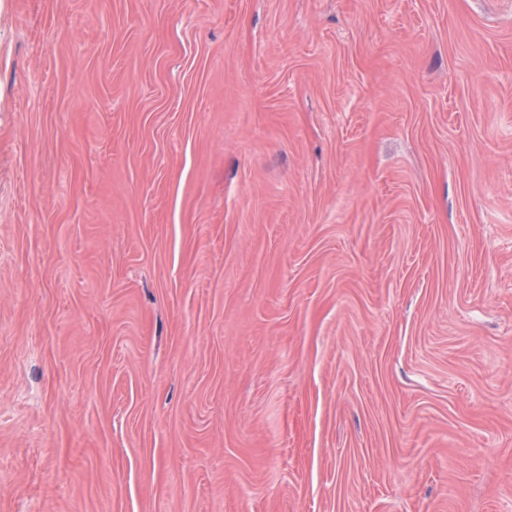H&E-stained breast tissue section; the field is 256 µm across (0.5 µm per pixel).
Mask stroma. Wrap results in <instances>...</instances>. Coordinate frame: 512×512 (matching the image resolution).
<instances>
[{
  "instance_id": "1",
  "label": "stroma",
  "mask_w": 512,
  "mask_h": 512,
  "mask_svg": "<svg viewBox=\"0 0 512 512\" xmlns=\"http://www.w3.org/2000/svg\"><path fill=\"white\" fill-rule=\"evenodd\" d=\"M0 512H512V0H0Z\"/></svg>"
}]
</instances>
